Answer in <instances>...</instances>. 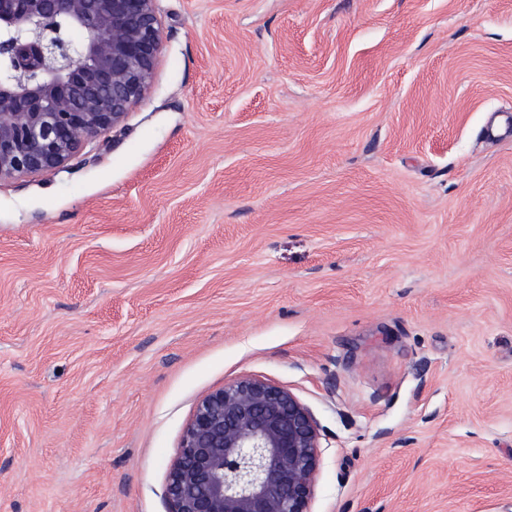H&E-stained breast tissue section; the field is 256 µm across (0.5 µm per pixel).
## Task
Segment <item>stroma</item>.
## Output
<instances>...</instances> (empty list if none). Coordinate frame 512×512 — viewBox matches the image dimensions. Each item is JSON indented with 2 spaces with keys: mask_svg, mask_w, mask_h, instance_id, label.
<instances>
[{
  "mask_svg": "<svg viewBox=\"0 0 512 512\" xmlns=\"http://www.w3.org/2000/svg\"><path fill=\"white\" fill-rule=\"evenodd\" d=\"M159 7L126 120L0 182V512H169L245 377L311 512H512V0Z\"/></svg>",
  "mask_w": 512,
  "mask_h": 512,
  "instance_id": "stroma-1",
  "label": "stroma"
}]
</instances>
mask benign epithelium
Returning <instances> with one entry per match:
<instances>
[{
	"mask_svg": "<svg viewBox=\"0 0 512 512\" xmlns=\"http://www.w3.org/2000/svg\"><path fill=\"white\" fill-rule=\"evenodd\" d=\"M158 0H0V181L67 166L147 93ZM320 428L258 378L196 407L167 477L170 512H310Z\"/></svg>",
	"mask_w": 512,
	"mask_h": 512,
	"instance_id": "obj_1",
	"label": "benign epithelium"
}]
</instances>
